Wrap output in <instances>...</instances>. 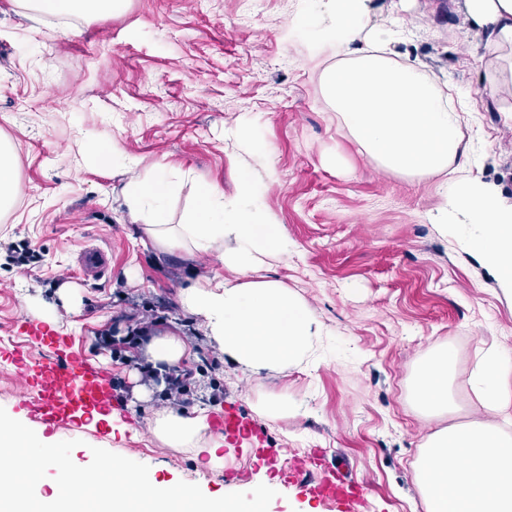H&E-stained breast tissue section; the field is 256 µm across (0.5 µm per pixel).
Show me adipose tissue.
<instances>
[{"label": "adipose tissue", "mask_w": 512, "mask_h": 512, "mask_svg": "<svg viewBox=\"0 0 512 512\" xmlns=\"http://www.w3.org/2000/svg\"><path fill=\"white\" fill-rule=\"evenodd\" d=\"M39 17L111 14L123 0H26ZM460 12L485 35L482 91L512 118V0H457ZM373 0H299L291 19L310 53L335 48L336 64L320 75L321 94L341 117L370 162L405 177L436 178L446 198L436 217L456 225L468 247L491 269L504 291L512 293V203L493 186L468 172L467 147L460 130L462 97L447 80L422 72L409 56L398 54L410 28L402 22L377 24ZM170 182L163 177L130 185L132 215L150 212L145 230L163 250L192 248L215 254L226 275L193 282L180 293L182 306L197 316L211 342L244 370L281 371L314 355L324 334L309 304L282 282L261 275L264 259L289 251L283 225L258 223L249 202L254 188L241 177L236 202L203 183L186 220H163ZM145 357L158 372L181 365L192 352L175 332L143 341ZM455 353L442 347L426 355L412 382L420 412L435 417L453 409L450 380ZM474 392L486 417L451 425L431 434L420 459L426 512H512V437L501 420L512 418V351L482 354L473 373ZM205 415L174 410L156 414L155 436L174 450L208 454Z\"/></svg>", "instance_id": "ef3b65f1"}]
</instances>
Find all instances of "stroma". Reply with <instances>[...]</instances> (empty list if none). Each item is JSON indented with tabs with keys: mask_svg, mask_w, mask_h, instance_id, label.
Wrapping results in <instances>:
<instances>
[{
	"mask_svg": "<svg viewBox=\"0 0 512 512\" xmlns=\"http://www.w3.org/2000/svg\"><path fill=\"white\" fill-rule=\"evenodd\" d=\"M297 0H126L103 16L34 18L24 0H0V136L16 159L19 189L0 214V407L27 422L16 405L21 364L49 356L26 337L22 320L65 336L112 375L118 402L108 422L33 430L45 443L76 441L74 463L92 448L145 464L169 484H199L220 497L266 483L277 495L268 512H334L286 482L284 462L321 451L345 480L365 484L363 512H425L419 461L438 428L482 419L471 381L479 351L512 349V295L455 233L431 216L443 203L433 179L397 177L370 164L323 99L319 71L300 32L286 23ZM413 28L399 52L470 94L461 133L474 176L512 202V120L479 92L486 63L474 31L452 0H408ZM249 125L250 140L233 132ZM111 141L134 169L91 160L82 137ZM248 172L258 221L284 225L292 248L269 277L300 295L324 324L316 356L287 370L246 373L223 360L197 376L193 409L209 436L225 411L247 428L225 439L224 467L167 448L151 430L166 410L163 392L134 362L97 347L98 336L129 335L132 316L151 306L156 333L185 336L190 366L219 350L180 304L191 280L220 275L216 255L164 251L147 237L149 214L126 205L130 182L167 177L166 221L181 223L199 183L225 200ZM31 242L25 267L10 246ZM105 250L109 267L81 275L80 253ZM452 347L459 409L421 416L411 398L416 368L431 350ZM286 396L295 412L257 414L258 401ZM282 460L259 458L252 429ZM245 472L225 483L223 471Z\"/></svg>",
	"mask_w": 512,
	"mask_h": 512,
	"instance_id": "obj_1",
	"label": "stroma"
}]
</instances>
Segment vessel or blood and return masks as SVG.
<instances>
[{
	"label": "vessel or blood",
	"mask_w": 512,
	"mask_h": 512,
	"mask_svg": "<svg viewBox=\"0 0 512 512\" xmlns=\"http://www.w3.org/2000/svg\"><path fill=\"white\" fill-rule=\"evenodd\" d=\"M36 340L53 356L23 371L25 384L37 387L38 397L32 401L19 396V408L49 427L61 421L76 425L84 416L111 414L112 378L107 372L93 366L85 354L71 351L66 338L48 328H37ZM294 469L314 473V480L304 485L309 496L333 502L336 512H361L365 503L363 485L343 480L319 453L297 460Z\"/></svg>",
	"instance_id": "1"
}]
</instances>
